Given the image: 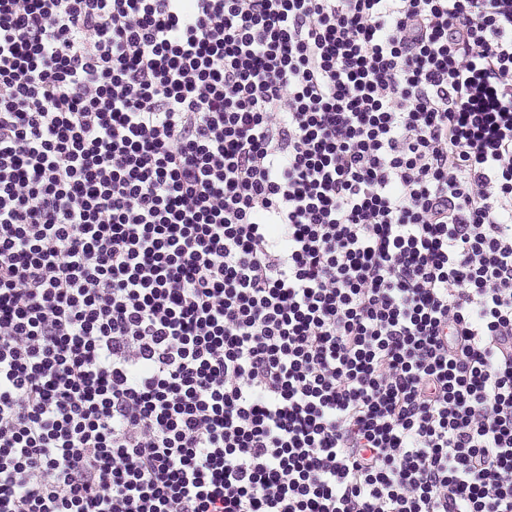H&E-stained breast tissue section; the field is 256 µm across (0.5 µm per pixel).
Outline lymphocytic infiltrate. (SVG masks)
I'll return each mask as SVG.
<instances>
[{
  "mask_svg": "<svg viewBox=\"0 0 512 512\" xmlns=\"http://www.w3.org/2000/svg\"><path fill=\"white\" fill-rule=\"evenodd\" d=\"M0 512H512V0H0Z\"/></svg>",
  "mask_w": 512,
  "mask_h": 512,
  "instance_id": "f902f5d3",
  "label": "lymphocytic infiltrate"
}]
</instances>
